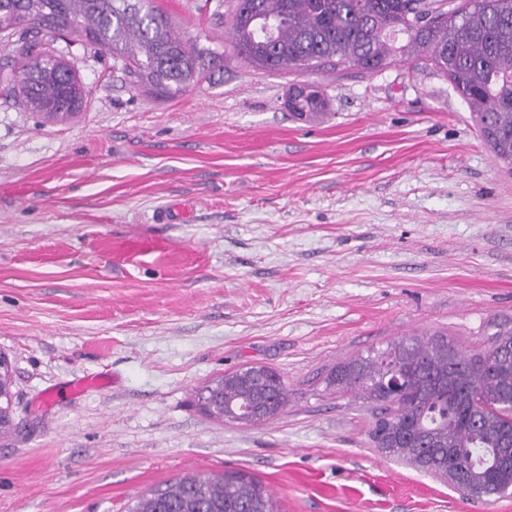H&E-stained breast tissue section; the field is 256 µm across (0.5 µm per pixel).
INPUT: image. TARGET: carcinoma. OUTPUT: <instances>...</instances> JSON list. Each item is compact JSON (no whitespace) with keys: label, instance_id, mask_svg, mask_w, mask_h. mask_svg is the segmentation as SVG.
Here are the masks:
<instances>
[{"label":"carcinoma","instance_id":"cac0c4a2","mask_svg":"<svg viewBox=\"0 0 512 512\" xmlns=\"http://www.w3.org/2000/svg\"><path fill=\"white\" fill-rule=\"evenodd\" d=\"M414 0H234L230 39L236 57L265 70L351 64L377 71L395 55L421 57L447 77L478 114L495 157L512 166V0H463L437 9L428 26L416 23ZM10 14L17 65L0 78L25 104L65 105L67 113L43 112L64 121L79 110L70 105L81 85L64 69L55 73L52 54L31 55L32 39L52 30L78 33L123 63L135 85L163 96L198 82L209 53L171 29L148 0H0V17ZM276 23L274 42L253 18ZM18 39H13V36ZM323 91L288 110L300 120L327 116ZM512 328L491 333L489 348L466 357L451 354L444 337H404L385 349L341 366L333 382L380 403L376 421L382 452L413 467L451 477L465 471L478 482L475 497L502 495L512 488V465L502 464L501 440L512 437ZM224 400L230 421L261 422L288 405L279 374L266 367L237 370L205 387ZM276 512L274 499L258 479L243 471L220 476L185 475L140 497L132 512Z\"/></svg>","mask_w":512,"mask_h":512}]
</instances>
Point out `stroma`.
Instances as JSON below:
<instances>
[{"label":"stroma","mask_w":512,"mask_h":512,"mask_svg":"<svg viewBox=\"0 0 512 512\" xmlns=\"http://www.w3.org/2000/svg\"><path fill=\"white\" fill-rule=\"evenodd\" d=\"M224 59L175 97L107 51L44 37L86 92L50 122L0 83V352L16 430L0 512H130L186 474L242 470L279 512H512L387 456L336 369L405 336L488 348L512 323V169L426 61L265 72L233 0H152ZM307 81L328 119L286 107ZM145 240L124 256L121 244ZM247 366L288 404L240 423L199 397ZM102 375L106 386L91 385Z\"/></svg>","instance_id":"35a3bbf8"}]
</instances>
